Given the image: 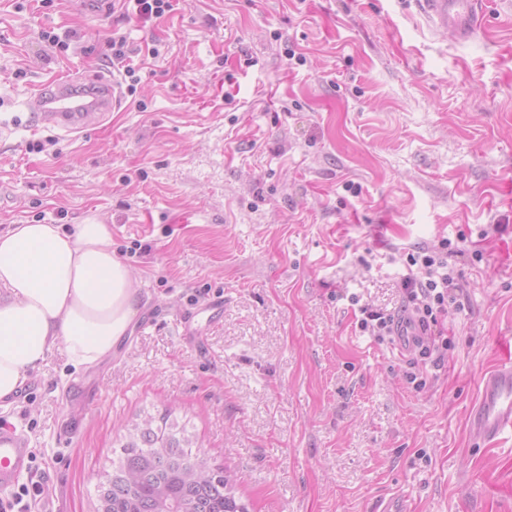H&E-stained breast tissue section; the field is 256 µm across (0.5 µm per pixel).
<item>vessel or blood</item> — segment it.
<instances>
[{
    "mask_svg": "<svg viewBox=\"0 0 512 512\" xmlns=\"http://www.w3.org/2000/svg\"><path fill=\"white\" fill-rule=\"evenodd\" d=\"M420 13L437 30H448L458 39L471 38L478 31V0H415ZM123 100L121 83L95 68L77 77H63L39 87L29 99L26 111L30 125L67 134L80 133L102 124ZM398 349L414 353L423 338L417 323L398 319L394 326ZM477 434L492 440L512 433V359L500 365L485 380L483 399L474 417ZM33 450L22 428L0 421V490L14 487L31 472Z\"/></svg>",
    "mask_w": 512,
    "mask_h": 512,
    "instance_id": "1",
    "label": "vessel or blood"
}]
</instances>
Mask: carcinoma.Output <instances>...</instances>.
Returning a JSON list of instances; mask_svg holds the SVG:
<instances>
[{
	"label": "carcinoma",
	"mask_w": 512,
	"mask_h": 512,
	"mask_svg": "<svg viewBox=\"0 0 512 512\" xmlns=\"http://www.w3.org/2000/svg\"><path fill=\"white\" fill-rule=\"evenodd\" d=\"M137 433L122 445L113 472L129 470L135 483L112 481V512H247L235 495V476L210 468V476H190L180 460L196 453L191 441L177 436L168 418L144 415Z\"/></svg>",
	"instance_id": "cac0c4a2"
}]
</instances>
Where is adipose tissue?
<instances>
[{
  "instance_id": "ef3b65f1",
  "label": "adipose tissue",
  "mask_w": 512,
  "mask_h": 512,
  "mask_svg": "<svg viewBox=\"0 0 512 512\" xmlns=\"http://www.w3.org/2000/svg\"><path fill=\"white\" fill-rule=\"evenodd\" d=\"M140 302L100 217L0 232V402L9 403L56 347L78 368L109 357Z\"/></svg>"
}]
</instances>
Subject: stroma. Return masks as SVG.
<instances>
[{"label": "stroma", "mask_w": 512, "mask_h": 512, "mask_svg": "<svg viewBox=\"0 0 512 512\" xmlns=\"http://www.w3.org/2000/svg\"><path fill=\"white\" fill-rule=\"evenodd\" d=\"M90 67L127 89L104 127L11 125L37 86ZM91 214L141 311L94 368L53 351L11 413L58 512H95L148 413L235 474L249 512H512V434L472 425L512 349V0H484L468 41L414 0H179L148 21L0 0V231ZM444 239L450 343L414 362L360 330L359 306L400 314L423 274L408 253ZM214 300L203 347L183 342L179 316Z\"/></svg>", "instance_id": "obj_1"}]
</instances>
